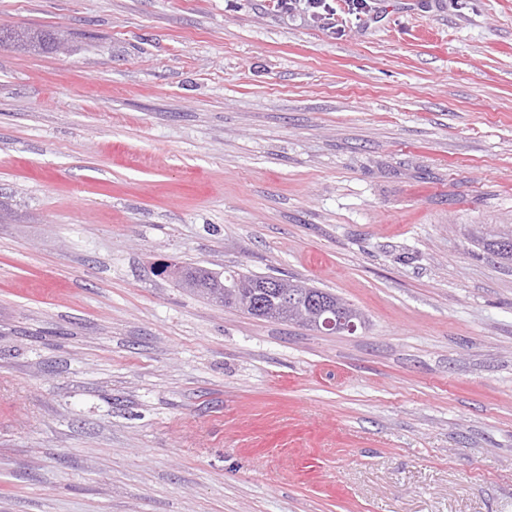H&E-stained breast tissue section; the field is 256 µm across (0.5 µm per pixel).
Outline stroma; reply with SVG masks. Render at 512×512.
<instances>
[{"mask_svg":"<svg viewBox=\"0 0 512 512\" xmlns=\"http://www.w3.org/2000/svg\"><path fill=\"white\" fill-rule=\"evenodd\" d=\"M369 3L0 0V512H512V0ZM275 2L278 8L288 14L302 11L320 21L332 20L336 12L327 0H276ZM301 2L304 3L301 4ZM3 40L12 42L26 52H55L61 47L57 33L35 29H1L0 42ZM484 247L505 264H512V229L486 237ZM240 271L233 269H224V272L213 271L203 266H184L181 275V283L189 290L205 297L209 301L216 299L215 295L224 296V307L235 309L242 313L253 315V312L261 314L263 311L262 302L254 301L250 303L253 312L246 308L239 301L238 295L241 294ZM197 282L202 288H197ZM335 308L330 309L324 304L323 308H320L318 319L315 322V330L322 334H335V333H347L349 335L354 334L357 331V325L362 328L365 325V318L363 314L354 309L355 318L353 322L347 315L341 314V312L334 313ZM329 312L331 315H329Z\"/></svg>","mask_w":512,"mask_h":512,"instance_id":"obj_1","label":"stroma"}]
</instances>
